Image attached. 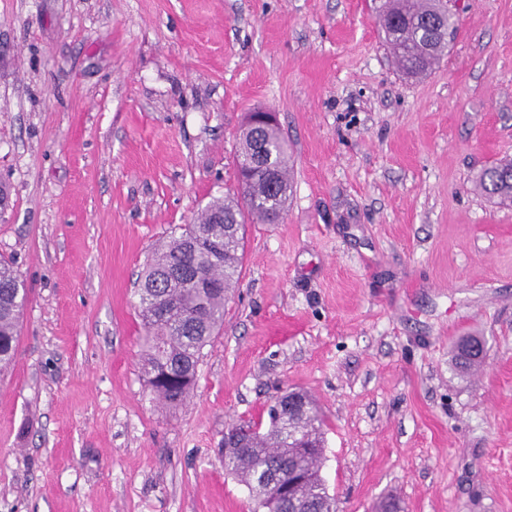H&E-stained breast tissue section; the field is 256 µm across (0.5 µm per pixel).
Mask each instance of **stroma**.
<instances>
[{
  "instance_id": "35a3bbf8",
  "label": "stroma",
  "mask_w": 512,
  "mask_h": 512,
  "mask_svg": "<svg viewBox=\"0 0 512 512\" xmlns=\"http://www.w3.org/2000/svg\"><path fill=\"white\" fill-rule=\"evenodd\" d=\"M382 0H0V256L27 289L0 373V512H249L218 449L297 388L324 420L337 512H512V0H448L458 31L406 78ZM293 167L192 396L151 399L140 275L236 193L248 113ZM487 341L481 375L453 346ZM481 190L502 205H512V160L502 159L478 176ZM483 339L480 336H466L462 338L456 345L454 354L452 356V362L455 368L461 373H468L472 367L482 362L484 355L480 357L471 356L467 352V347L473 344H480L482 346V353L484 351V343L479 340ZM484 340V339H483Z\"/></svg>"
}]
</instances>
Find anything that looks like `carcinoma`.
I'll use <instances>...</instances> for the list:
<instances>
[{"instance_id": "cac0c4a2", "label": "carcinoma", "mask_w": 512, "mask_h": 512, "mask_svg": "<svg viewBox=\"0 0 512 512\" xmlns=\"http://www.w3.org/2000/svg\"><path fill=\"white\" fill-rule=\"evenodd\" d=\"M380 16L384 42L410 78L432 71L448 48V28L456 25L440 0H384ZM236 160L240 197L208 202L195 223L156 245L141 277L142 372L152 394L170 407L191 396L202 350L224 324L226 292L242 271L246 217L272 224L288 202V148L278 126L246 124ZM478 184L500 204L512 205V160L483 170ZM24 303L23 283L1 258L0 373L13 359ZM479 343L477 336L457 343L452 362L458 371L468 373L482 362L467 352ZM299 399V408L269 416L265 431L249 420L232 424L242 447L225 449L221 461L249 490L273 470L285 480L291 475L301 480L300 505L336 512L320 473L323 421L304 393Z\"/></svg>"}]
</instances>
